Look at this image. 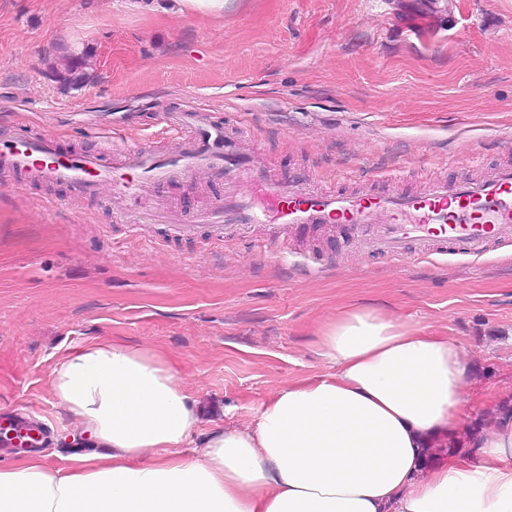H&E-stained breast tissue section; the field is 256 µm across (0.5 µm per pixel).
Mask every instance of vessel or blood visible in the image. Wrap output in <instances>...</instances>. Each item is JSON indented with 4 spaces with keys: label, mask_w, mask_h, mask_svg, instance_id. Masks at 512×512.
Returning a JSON list of instances; mask_svg holds the SVG:
<instances>
[{
    "label": "vessel or blood",
    "mask_w": 512,
    "mask_h": 512,
    "mask_svg": "<svg viewBox=\"0 0 512 512\" xmlns=\"http://www.w3.org/2000/svg\"><path fill=\"white\" fill-rule=\"evenodd\" d=\"M174 145L160 152L146 144H113L60 155L54 136L22 130L0 135V170L81 197L110 187L118 212L138 223L166 222L182 236L208 225L213 239L269 224L257 248L290 250L307 229L338 230L370 254L401 261L415 255L482 256L492 244L512 240V165L480 177L429 183L422 191L347 193L307 180L269 175L258 150L243 147L241 127L187 107L166 120ZM221 178L223 189L202 214L170 215L157 203L161 189L200 172Z\"/></svg>",
    "instance_id": "1"
}]
</instances>
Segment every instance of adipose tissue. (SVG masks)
<instances>
[{
	"label": "adipose tissue",
	"instance_id": "adipose-tissue-1",
	"mask_svg": "<svg viewBox=\"0 0 512 512\" xmlns=\"http://www.w3.org/2000/svg\"><path fill=\"white\" fill-rule=\"evenodd\" d=\"M324 373L281 385L244 425L208 427L163 351L99 339L50 375L94 452L0 465V512H512V418L465 426L474 368L451 336L360 305L315 342Z\"/></svg>",
	"mask_w": 512,
	"mask_h": 512
}]
</instances>
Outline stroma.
Here are the masks:
<instances>
[{"instance_id":"obj_1","label":"stroma","mask_w":512,"mask_h":512,"mask_svg":"<svg viewBox=\"0 0 512 512\" xmlns=\"http://www.w3.org/2000/svg\"><path fill=\"white\" fill-rule=\"evenodd\" d=\"M85 53L82 85L63 61ZM247 125L278 175L348 190L414 192L428 178L512 164V0H229L223 17L128 0H0V132L44 128L65 152L169 145L182 103ZM217 182L164 187L173 210L210 207ZM214 244L164 224L120 223L109 194L0 175V413L39 424V454L66 463L72 428L49 391L73 348L111 338L170 353L225 425L279 386L323 371L319 325L351 304L457 338L476 370L468 409L512 393V245L489 256L390 261L307 231L293 252ZM327 256L330 273L304 268Z\"/></svg>"}]
</instances>
